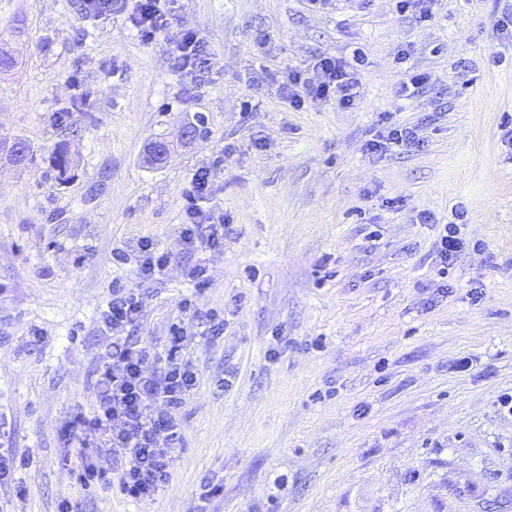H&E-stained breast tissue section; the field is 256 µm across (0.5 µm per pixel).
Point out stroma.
<instances>
[{"label":"stroma","mask_w":512,"mask_h":512,"mask_svg":"<svg viewBox=\"0 0 512 512\" xmlns=\"http://www.w3.org/2000/svg\"><path fill=\"white\" fill-rule=\"evenodd\" d=\"M504 8L440 0L427 25L398 0H177L145 45L126 15L91 16L82 0H0V46L17 60L0 73V140L32 150L0 165V448L30 460L25 494L0 489V512H56L64 496L84 512H512V414L498 406L512 393ZM184 28L207 41L211 72L173 68ZM403 50L431 76L409 100L395 93ZM321 54L357 69L361 108L295 111L263 77ZM382 112L420 126L423 148L365 153ZM158 141L170 155L153 165ZM213 160L212 206L229 223L199 289L183 194ZM460 207L467 247L443 276L433 245ZM144 239L171 255L160 279L129 260ZM116 280L140 296L143 343L192 327L187 297L227 321L190 349L201 387L184 451L146 502L85 491L61 466L62 423L96 401ZM210 477L221 490L206 497Z\"/></svg>","instance_id":"1"}]
</instances>
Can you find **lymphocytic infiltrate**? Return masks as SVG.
<instances>
[{"label":"lymphocytic infiltrate","instance_id":"f902f5d3","mask_svg":"<svg viewBox=\"0 0 512 512\" xmlns=\"http://www.w3.org/2000/svg\"><path fill=\"white\" fill-rule=\"evenodd\" d=\"M175 0H83L87 13L127 14L139 39L152 43L172 25ZM173 66L189 73L212 68L207 42L192 29L181 30L171 52ZM361 81L348 62L317 56L311 68L283 74L280 95L289 108L301 110L319 100L336 101L351 110L362 103ZM379 130L365 143L367 153L410 150L423 145L418 127L393 122L390 113L379 119ZM216 163L194 170L185 192L183 244L197 261L187 277L204 283L206 265L224 245L223 216H204L202 205L213 193ZM141 302L133 289L116 284L101 313L112 333V345L96 369V403L89 412L71 416L60 430L66 446L63 468L82 489L118 488L134 501L153 498L169 482L183 451L182 408L200 388L196 365L187 353L190 343L180 325H172L162 347L143 345L134 334ZM112 457L115 468L99 466Z\"/></svg>","mask_w":512,"mask_h":512}]
</instances>
